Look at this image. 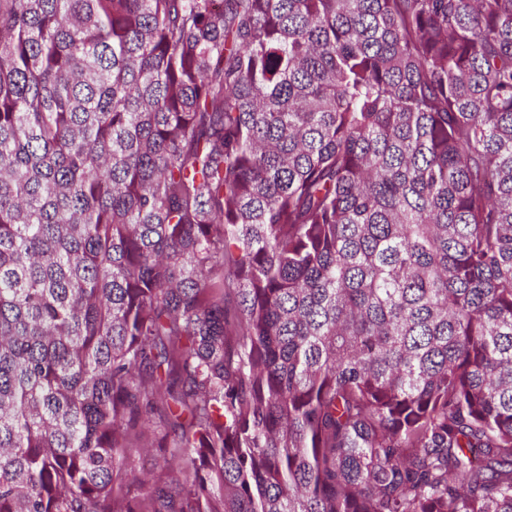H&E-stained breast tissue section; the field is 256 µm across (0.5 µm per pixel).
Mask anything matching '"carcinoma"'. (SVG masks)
<instances>
[{"mask_svg": "<svg viewBox=\"0 0 512 512\" xmlns=\"http://www.w3.org/2000/svg\"><path fill=\"white\" fill-rule=\"evenodd\" d=\"M0 512H512V0H0Z\"/></svg>", "mask_w": 512, "mask_h": 512, "instance_id": "cac0c4a2", "label": "carcinoma"}]
</instances>
